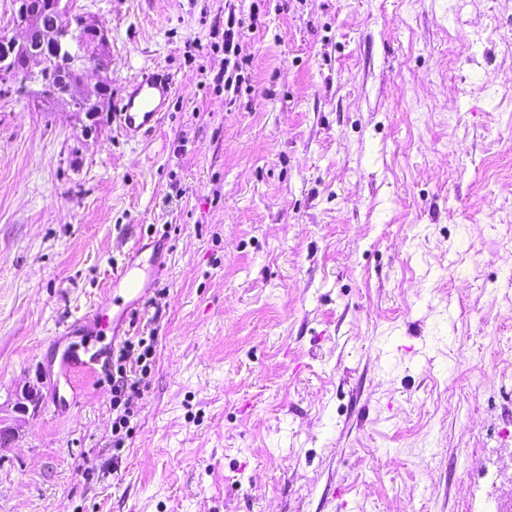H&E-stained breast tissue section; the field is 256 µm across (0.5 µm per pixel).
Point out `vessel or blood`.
Listing matches in <instances>:
<instances>
[{
	"mask_svg": "<svg viewBox=\"0 0 512 512\" xmlns=\"http://www.w3.org/2000/svg\"><path fill=\"white\" fill-rule=\"evenodd\" d=\"M174 91V82L164 71L143 72L130 83L114 114L120 129L130 137L148 134L160 123L165 105ZM112 281L124 284L127 294L126 299L116 300V310L112 314V332L117 335L143 297L134 260H127L116 269Z\"/></svg>",
	"mask_w": 512,
	"mask_h": 512,
	"instance_id": "1",
	"label": "vessel or blood"
}]
</instances>
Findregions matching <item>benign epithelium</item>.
Segmentation results:
<instances>
[{
  "mask_svg": "<svg viewBox=\"0 0 512 512\" xmlns=\"http://www.w3.org/2000/svg\"><path fill=\"white\" fill-rule=\"evenodd\" d=\"M44 7L54 14L61 29L71 28L73 18L80 19L79 37L72 51L63 54L52 42L43 49L35 48L29 44L27 36L19 41L3 35L0 37V82L35 84L39 86L34 91L37 100L55 96L67 111H75L77 101L83 105L85 112L101 111L106 104V92L110 88L108 71L95 70L98 76L96 84L79 93L76 88L80 87V76L63 87L56 85L49 90L46 89V81L65 65L73 67L93 57L109 56L107 27L100 21L88 20L84 14L76 11L75 0H44ZM13 14L15 23L27 32L37 27L40 21V7L32 6L29 0H13Z\"/></svg>",
  "mask_w": 512,
  "mask_h": 512,
  "instance_id": "7a95c632",
  "label": "benign epithelium"
}]
</instances>
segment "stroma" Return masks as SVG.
<instances>
[{
	"instance_id": "stroma-1",
	"label": "stroma",
	"mask_w": 512,
	"mask_h": 512,
	"mask_svg": "<svg viewBox=\"0 0 512 512\" xmlns=\"http://www.w3.org/2000/svg\"><path fill=\"white\" fill-rule=\"evenodd\" d=\"M224 2L77 0L113 102L171 76L147 135L0 97V512H505L512 0H238L232 97ZM139 244L116 448L111 354L64 383L58 338ZM245 25L241 17L236 13L235 4L228 3L227 15L224 13V71L216 75V80L224 82L225 92L233 89L238 91V84L241 81L243 65L248 59L242 55V43L245 35ZM135 343L128 339L119 348L118 354L112 352V373L109 376V383L112 386V410L117 411V416L113 421V447L120 448L123 445V437L121 432L126 429L125 435L128 436L131 419L137 413V401L140 399L143 389L141 378L131 373L126 368L127 360L131 350L135 348Z\"/></svg>"
}]
</instances>
